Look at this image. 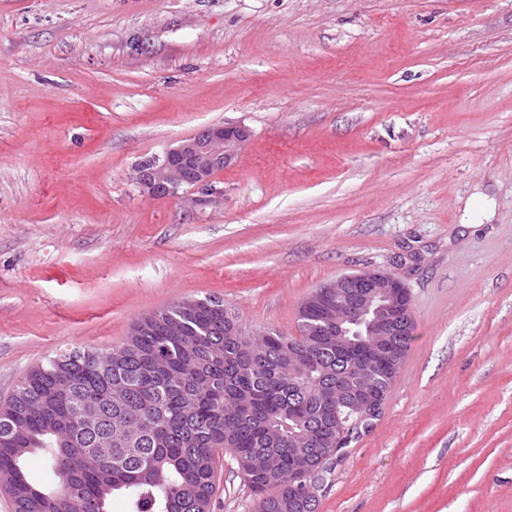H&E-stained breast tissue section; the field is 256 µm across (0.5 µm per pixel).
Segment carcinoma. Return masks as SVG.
I'll list each match as a JSON object with an SVG mask.
<instances>
[{
	"label": "carcinoma",
	"mask_w": 512,
	"mask_h": 512,
	"mask_svg": "<svg viewBox=\"0 0 512 512\" xmlns=\"http://www.w3.org/2000/svg\"><path fill=\"white\" fill-rule=\"evenodd\" d=\"M324 322L298 315V336L246 337L221 304L170 305L109 349L74 348L32 368L0 406V488L13 512H211L218 462L230 453L255 512H289L296 448L328 414L361 344L310 346ZM85 407L75 421L77 406ZM41 456L46 480L27 464Z\"/></svg>",
	"instance_id": "cac0c4a2"
}]
</instances>
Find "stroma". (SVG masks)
Masks as SVG:
<instances>
[{
	"instance_id": "1",
	"label": "stroma",
	"mask_w": 512,
	"mask_h": 512,
	"mask_svg": "<svg viewBox=\"0 0 512 512\" xmlns=\"http://www.w3.org/2000/svg\"><path fill=\"white\" fill-rule=\"evenodd\" d=\"M219 122L221 199L134 183ZM372 268L415 330L317 512H512V0H0V401L180 300L297 335ZM254 507L225 456L212 512Z\"/></svg>"
}]
</instances>
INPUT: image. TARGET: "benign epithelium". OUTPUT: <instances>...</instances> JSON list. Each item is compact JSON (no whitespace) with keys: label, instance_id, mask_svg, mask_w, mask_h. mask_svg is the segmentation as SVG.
<instances>
[{"label":"benign epithelium","instance_id":"benign-epithelium-1","mask_svg":"<svg viewBox=\"0 0 512 512\" xmlns=\"http://www.w3.org/2000/svg\"><path fill=\"white\" fill-rule=\"evenodd\" d=\"M249 136V130L239 124L204 126L163 154L141 160L134 169L135 182L143 192L156 198L176 197L191 183L202 193V197L193 199L192 203L205 204L218 199L222 191L214 185V171L230 165ZM314 307L321 309L324 316L333 310L345 309L352 323L364 324L368 331L385 337L382 344L367 343L364 356L351 362L350 374L358 376L376 363L395 368L403 361L405 351L394 345L392 337L399 335L401 320L413 314V307L408 288L397 277L378 270L341 277L305 298L302 309ZM383 401L384 395L359 385L336 392V398L331 400L336 406V444H341L350 428L345 413L347 407L355 406L362 414H375ZM298 469L300 475L294 485V495L302 500L313 471L305 458Z\"/></svg>","mask_w":512,"mask_h":512}]
</instances>
